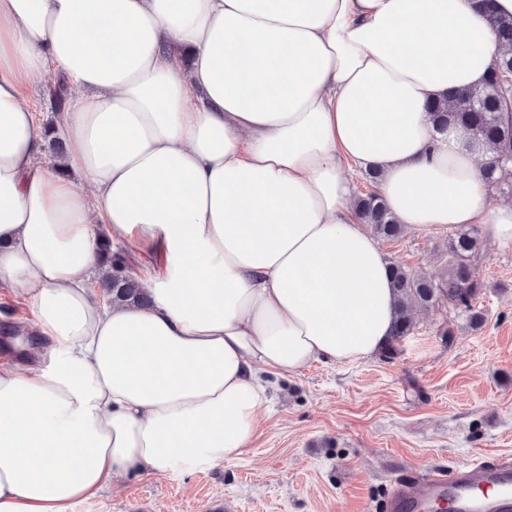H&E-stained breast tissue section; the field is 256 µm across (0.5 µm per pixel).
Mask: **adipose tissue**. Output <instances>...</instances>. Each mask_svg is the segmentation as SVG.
Here are the masks:
<instances>
[{
    "label": "adipose tissue",
    "mask_w": 512,
    "mask_h": 512,
    "mask_svg": "<svg viewBox=\"0 0 512 512\" xmlns=\"http://www.w3.org/2000/svg\"><path fill=\"white\" fill-rule=\"evenodd\" d=\"M499 55L480 0H0V280L37 337L0 363V512L232 460L263 374L375 354L396 297L354 171L407 227L512 244L492 151L425 109ZM51 72L57 165L26 101ZM105 236L157 251L150 306L93 287Z\"/></svg>",
    "instance_id": "1"
}]
</instances>
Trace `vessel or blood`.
<instances>
[{
  "label": "vessel or blood",
  "instance_id": "1",
  "mask_svg": "<svg viewBox=\"0 0 512 512\" xmlns=\"http://www.w3.org/2000/svg\"><path fill=\"white\" fill-rule=\"evenodd\" d=\"M448 500L454 512H512V460H478L466 468L434 473L422 483L399 486L389 512H424L434 499Z\"/></svg>",
  "mask_w": 512,
  "mask_h": 512
}]
</instances>
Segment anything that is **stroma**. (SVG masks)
Returning <instances> with one entry per match:
<instances>
[{"label":"stroma","mask_w":512,"mask_h":512,"mask_svg":"<svg viewBox=\"0 0 512 512\" xmlns=\"http://www.w3.org/2000/svg\"><path fill=\"white\" fill-rule=\"evenodd\" d=\"M444 231L406 229L381 242L388 259L433 275L448 262ZM481 328L442 304L391 360L316 362L270 377L261 425L235 459L114 477L67 512H377L395 484L512 458V245L481 237ZM15 285L0 283V360L11 328L30 324ZM455 330L453 345L437 331Z\"/></svg>","instance_id":"stroma-1"}]
</instances>
